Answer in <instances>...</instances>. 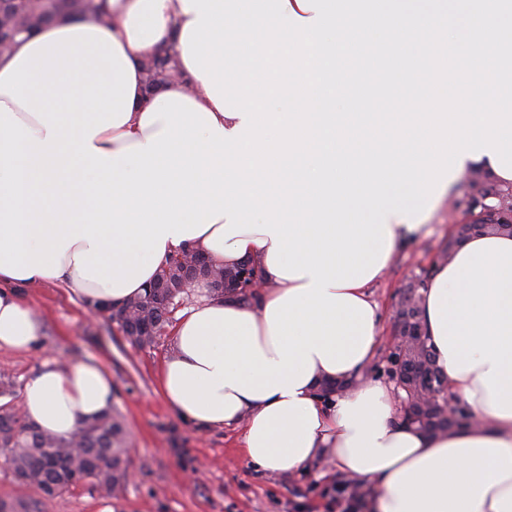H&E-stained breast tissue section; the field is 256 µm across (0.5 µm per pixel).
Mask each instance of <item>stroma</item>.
Instances as JSON below:
<instances>
[{"label": "stroma", "instance_id": "1", "mask_svg": "<svg viewBox=\"0 0 512 512\" xmlns=\"http://www.w3.org/2000/svg\"><path fill=\"white\" fill-rule=\"evenodd\" d=\"M470 192L468 177L458 179L425 232L398 248L384 277L371 284L383 335L393 332L403 289L432 268L454 223L462 221ZM22 293L43 334L31 351L0 349V372L15 384L11 395H0V405H19L26 380L43 361L99 360L112 375L113 410L128 431L130 477L123 494L111 500L76 489L47 501L0 464V498L23 499L30 512H101L110 502L116 512H337L329 494L344 477L328 459L313 461L301 478L267 472L243 455L241 429L202 430L166 406L159 377L171 354L170 333L141 348L109 314L91 315L60 285L35 283Z\"/></svg>", "mask_w": 512, "mask_h": 512}]
</instances>
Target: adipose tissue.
<instances>
[{"instance_id":"obj_1","label":"adipose tissue","mask_w":512,"mask_h":512,"mask_svg":"<svg viewBox=\"0 0 512 512\" xmlns=\"http://www.w3.org/2000/svg\"><path fill=\"white\" fill-rule=\"evenodd\" d=\"M110 18L62 19L38 30L36 37L73 28H93L110 35L134 69L132 113L128 122L106 127L91 145L109 155L146 143L164 123L145 124L143 115L160 96L174 94L214 114L220 128L238 126L240 117H225L209 98L202 79L185 62L181 43L194 11L183 0H107ZM177 53L178 76L159 91L146 90L143 62L164 45ZM245 254L259 265L262 286L252 303L214 296L198 285L192 303L178 316L172 353L164 363L160 389L170 409L198 428L243 425L244 455L260 469L301 475L316 458L326 457L346 477L375 488L371 512H512V236L485 234L456 248L448 262L435 267L424 293L423 327L448 393L461 401L475 425L431 433L408 425L394 395L367 379L380 343V318L370 311L372 336L361 358L345 369L328 371L313 358L312 372L294 393L266 396L239 394L232 416L203 418L192 413L170 387L173 364L195 365L183 348V333L193 315L209 309L250 316L255 340L265 359H276L266 312L269 304L307 279L271 273L268 235L245 236ZM81 239L60 258L54 282L85 304L115 301L101 284L85 279L74 256L88 250ZM41 273L19 279L0 272V349L26 352L39 342L42 325L20 290L43 281ZM324 381L344 383L333 403L318 394ZM112 377L95 359L63 367L43 362L24 386L20 410L46 434L67 439L81 426L112 411Z\"/></svg>"}]
</instances>
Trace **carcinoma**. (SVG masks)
Instances as JSON below:
<instances>
[{
	"mask_svg": "<svg viewBox=\"0 0 512 512\" xmlns=\"http://www.w3.org/2000/svg\"><path fill=\"white\" fill-rule=\"evenodd\" d=\"M107 15L105 0H15L8 13L0 16V55H6L24 32H32L49 21L71 16L99 19ZM171 50L153 57L145 66L148 88L157 83L173 68ZM472 194L467 201L466 213L478 223L475 233L498 232L497 222L507 209L502 204L512 198V186L491 184L479 177L471 178ZM197 252L184 249L169 259L158 272L155 282L172 287L175 298H184L181 283L188 259ZM257 266L244 261L233 268L204 265L200 276H214L225 280H237L247 285L256 275ZM173 308L160 305L158 293L149 288L138 297L124 303L121 326H134L137 333L128 339L137 346L154 342L172 323ZM412 356L423 364L434 361L432 348L426 339L402 335V349L387 357V366L375 365L373 371L392 375L401 353ZM421 376L431 378L438 399L431 402L424 398L423 386L418 382L408 384L413 400L423 403V420L420 429L445 432L472 424L466 408L458 403L445 404L444 393L448 388L444 374L438 369L427 368ZM0 455L3 456L15 480L38 490L51 499L76 487H86L91 492L110 498L124 492L129 471L128 435L124 422L114 414L81 428L69 439L56 438L43 433L34 423L17 415L15 407L0 405Z\"/></svg>",
	"mask_w": 512,
	"mask_h": 512,
	"instance_id": "obj_1",
	"label": "carcinoma"
}]
</instances>
